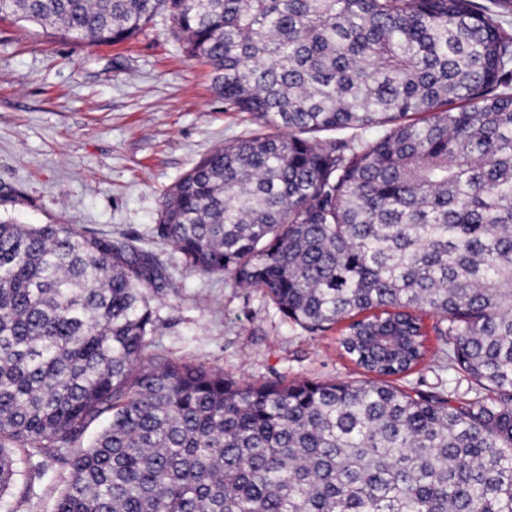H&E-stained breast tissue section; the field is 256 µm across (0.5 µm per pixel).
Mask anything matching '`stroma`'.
Masks as SVG:
<instances>
[{
	"label": "stroma",
	"instance_id": "35a3bbf8",
	"mask_svg": "<svg viewBox=\"0 0 512 512\" xmlns=\"http://www.w3.org/2000/svg\"><path fill=\"white\" fill-rule=\"evenodd\" d=\"M253 128L247 113L226 109L210 68L187 58L167 16L109 45L53 41L0 17V186L23 199L9 216L129 234L158 251L177 283L155 303L154 350L168 359L255 383L348 378L357 367L340 347L342 326L310 335L260 292L186 268L153 237L167 189ZM61 488L57 470L40 479L21 470L0 512H52Z\"/></svg>",
	"mask_w": 512,
	"mask_h": 512
}]
</instances>
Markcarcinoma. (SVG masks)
Segmentation results:
<instances>
[{"instance_id":"cac0c4a2","label":"carcinoma","mask_w":512,"mask_h":512,"mask_svg":"<svg viewBox=\"0 0 512 512\" xmlns=\"http://www.w3.org/2000/svg\"><path fill=\"white\" fill-rule=\"evenodd\" d=\"M159 12L258 129L154 236L309 333L345 322L364 378L157 361L155 251L0 218V495L25 448L64 466L53 512H512V0H0L96 44ZM428 361L469 390L392 384Z\"/></svg>"}]
</instances>
